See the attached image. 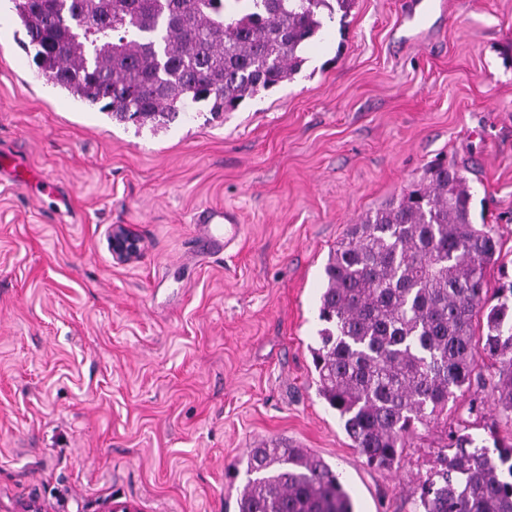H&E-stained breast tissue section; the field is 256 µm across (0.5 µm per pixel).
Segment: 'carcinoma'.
<instances>
[{"label":"carcinoma","instance_id":"1","mask_svg":"<svg viewBox=\"0 0 512 512\" xmlns=\"http://www.w3.org/2000/svg\"><path fill=\"white\" fill-rule=\"evenodd\" d=\"M38 70L118 122L164 125L202 104L218 118L292 79L321 15L351 0H12ZM467 178L430 166L398 201L361 217L329 254L319 296L318 391L367 464L391 467L418 427L498 364L497 406L512 413V305L482 313L498 242L476 227ZM438 455L422 512H512V441L470 435ZM238 512H353L340 476L286 439L246 453Z\"/></svg>","mask_w":512,"mask_h":512}]
</instances>
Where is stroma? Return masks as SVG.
I'll return each mask as SVG.
<instances>
[{"instance_id": "1", "label": "stroma", "mask_w": 512, "mask_h": 512, "mask_svg": "<svg viewBox=\"0 0 512 512\" xmlns=\"http://www.w3.org/2000/svg\"><path fill=\"white\" fill-rule=\"evenodd\" d=\"M405 0H352L301 70L212 119L112 121L39 74L0 0V158L58 183L32 199L0 177V512H236L242 459L284 437L339 473L355 512H420L449 437L512 438L496 368L367 465L318 393L311 349L328 254L367 212L456 167L512 284V0H443L419 28ZM243 226L200 254L194 217ZM142 241L113 260L108 237ZM109 246L113 259L125 263L139 254L142 242L124 225L116 224L109 234Z\"/></svg>"}]
</instances>
